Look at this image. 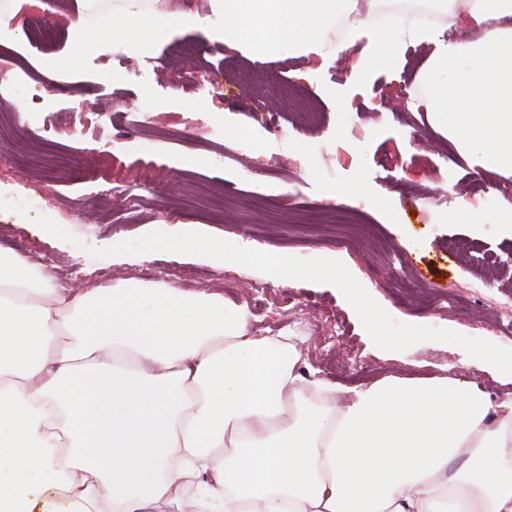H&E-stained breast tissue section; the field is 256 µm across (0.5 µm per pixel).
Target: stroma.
<instances>
[{"instance_id": "stroma-1", "label": "stroma", "mask_w": 512, "mask_h": 512, "mask_svg": "<svg viewBox=\"0 0 512 512\" xmlns=\"http://www.w3.org/2000/svg\"><path fill=\"white\" fill-rule=\"evenodd\" d=\"M76 0H0L20 35L0 55V247L52 265L61 286L111 283L162 272L175 286L206 288L247 305L255 330L303 336L301 371L353 386L386 375L465 377L492 400L512 395V377L460 366L458 345L425 341L382 354L334 286L286 284L222 261L196 262L159 251L150 266L111 265L92 257L154 231L187 228L244 248L301 259L341 261L391 317L445 328L505 349L494 336L496 310L466 296L444 301L476 272L512 279V214L473 195L482 183L512 196V177L485 171L449 137L445 120L425 111L420 74L430 47L405 45L389 67L362 69L359 48L336 58L289 50L259 62L181 31L147 41L151 82L131 80L113 61L111 32L102 48L80 50L68 11ZM55 33L31 42L34 22ZM185 69L184 89L172 67ZM24 83H16L15 72ZM39 85L43 97L29 96ZM111 110L109 129L91 113ZM157 113L154 124L140 122ZM58 137H47L45 123ZM134 145L112 160L107 134ZM142 180L140 193L113 192L114 181ZM40 188L37 206L17 193ZM45 216L75 236L56 239Z\"/></svg>"}]
</instances>
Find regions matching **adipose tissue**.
<instances>
[{
    "mask_svg": "<svg viewBox=\"0 0 512 512\" xmlns=\"http://www.w3.org/2000/svg\"><path fill=\"white\" fill-rule=\"evenodd\" d=\"M465 3L471 38L379 0H82L87 50L108 28L136 55L188 27L263 60L325 56L343 23L362 65L432 48L429 112L512 175V0ZM482 106L474 112L468 107ZM245 305L205 289L124 280L59 285L0 249V512H512V399L454 376L352 387L300 375V339L262 336Z\"/></svg>",
    "mask_w": 512,
    "mask_h": 512,
    "instance_id": "obj_1",
    "label": "adipose tissue"
}]
</instances>
